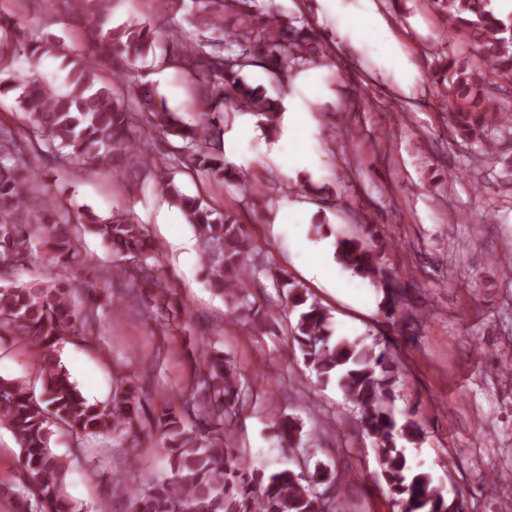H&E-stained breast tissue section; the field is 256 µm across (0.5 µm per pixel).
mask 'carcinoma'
I'll return each instance as SVG.
<instances>
[{
    "label": "carcinoma",
    "instance_id": "carcinoma-1",
    "mask_svg": "<svg viewBox=\"0 0 512 512\" xmlns=\"http://www.w3.org/2000/svg\"><path fill=\"white\" fill-rule=\"evenodd\" d=\"M45 10H65L92 24L98 51L119 53L136 61L154 48V32L146 26L113 29L107 26L112 0H34ZM446 6L448 31L467 38L474 61L465 65L451 55L438 59L432 79L440 97L452 106L448 122L453 131L491 146V132L512 124V113L484 92L487 84L512 86V16L495 15L491 0H431ZM193 18L203 28L222 32L211 50L181 40L171 48L182 63L209 88L193 125L183 122L149 85H130L120 78L107 81L101 63L87 59L75 47L22 27L15 14L0 8V74L11 69L20 55L30 58L51 54L68 68L65 89L59 91L35 79L24 81L20 109L28 130L0 124V342L11 337L32 347L38 356L36 380L41 394L26 384L0 376V426L19 437L18 467L28 483L21 489L0 483V497L11 500L13 512H73L65 496L69 460L51 449L53 427L78 439L108 436L139 440L156 430L163 443L171 476L128 489L119 477V463L110 455L97 459L93 472L110 482L111 498L124 502V512H336L337 485L345 475L318 463L305 473L291 468L272 474L255 469L236 447L235 434L244 406L239 373L224 352L205 343L195 360L193 383L177 396L178 407L148 413L141 379L120 378L112 400L105 406L85 399L70 380L57 354L59 345L93 332L98 301L95 285L76 277L17 283L14 272L28 261L26 244L43 232L49 245L48 264L73 263L79 274L93 259L80 252L81 232L98 236L112 251V278L126 282L124 297L144 302L139 281L171 290L156 265L159 248L126 212L111 217L94 214L71 224L58 221L61 198L36 183L29 154L46 148L60 165L74 160L97 169L120 165L140 167L152 176L156 188L179 207L203 246L209 284L229 298L231 314L247 324L266 325L273 315L260 312L249 300L250 284L259 273L257 253L243 225L199 196L184 193L173 169L181 164L212 176L219 185L231 178L224 166L220 128L230 108L264 117L269 133L277 130L280 100L261 86L247 83L242 72L261 69L282 86L305 61L318 57L333 67L336 60L319 49V35L309 21L289 17L259 0H194ZM239 17V27L224 32V14ZM137 111H130L127 100ZM146 131L162 132L182 142V154L169 163L152 156L136 136L138 124ZM335 260L353 274L383 291L388 317L401 301L391 278L380 267L372 243L360 238H336ZM287 305L298 310L292 339L318 383L336 382L362 412L364 430L376 439V451L385 482L398 495L401 512H463L461 503L448 497L443 484L414 466L401 443H414L422 435L412 416L398 423L388 407L400 380V365L386 348L361 346L333 337L330 314L307 290L280 276ZM301 425L290 415L276 420L280 447L300 439Z\"/></svg>",
    "mask_w": 512,
    "mask_h": 512
}]
</instances>
